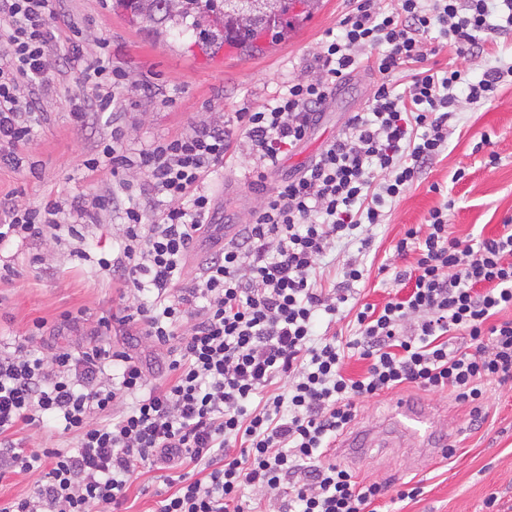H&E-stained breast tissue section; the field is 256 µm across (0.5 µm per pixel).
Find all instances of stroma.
I'll return each mask as SVG.
<instances>
[{"label":"stroma","instance_id":"35a3bbf8","mask_svg":"<svg viewBox=\"0 0 512 512\" xmlns=\"http://www.w3.org/2000/svg\"><path fill=\"white\" fill-rule=\"evenodd\" d=\"M349 0H320L308 17L296 20L283 41L263 53L247 55L230 46L203 48L196 31L180 32L133 21L119 0H59L55 35L65 40L78 27L77 47L52 59L54 87L41 93L34 137L20 152L35 162V172L0 169V196L13 193L19 205L40 206L50 200L91 201L111 195L115 181L110 168L88 171L83 161L109 139L113 125H121L132 147L188 133L202 122L235 124L238 113L251 111L272 99L285 83L296 78L311 60L326 34L338 30ZM486 52L458 56L449 48L430 55L426 67H454L479 79L492 66L512 64V35L488 36ZM109 57L130 79L145 82L124 111L97 112L85 125L71 117L75 102L86 95L79 80L98 57ZM411 67L382 75L359 68L337 82L336 91L320 121L297 151L269 174L267 188L297 172L345 132L357 112L367 111L375 90L388 84L403 91ZM466 87L457 90L458 104L448 148L400 197L387 201L382 224L369 228L372 244L364 258L365 275L350 290V304L383 305L399 285L382 265L404 266L395 245L408 228L424 227L430 210L446 200L455 206L448 222L455 236L496 235L512 217V82H503L495 98L472 104ZM489 135V150H476L481 135ZM495 165H488L489 154ZM254 163L239 140H232L223 167L210 174L206 185L217 203L216 223L238 235L259 206L261 195L251 185ZM461 180H454L457 170ZM120 212L106 211L97 223L81 231L90 260L71 258L69 238L45 236L25 246H0V258L14 273L0 278V345H25L29 354L51 359L56 349L77 347L93 337L120 346L127 336L122 327L102 333L100 318L116 312L126 288L122 281L102 274L94 259L117 248L123 232ZM81 312L79 325L63 332L55 327L64 312ZM47 323L44 336L31 337L34 320ZM409 400L428 415L420 436L408 435L395 416L398 400ZM466 406L445 393L412 387L361 403L351 428L336 441L332 456L349 467L358 482H411L421 489L414 500L383 498L382 512H489L486 500L497 494L499 512H512V387L490 385L487 417L471 430ZM455 448L452 458L437 445ZM166 491L162 473L144 468L129 492L124 512H157Z\"/></svg>","mask_w":512,"mask_h":512}]
</instances>
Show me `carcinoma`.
Wrapping results in <instances>:
<instances>
[{
  "label": "carcinoma",
  "mask_w": 512,
  "mask_h": 512,
  "mask_svg": "<svg viewBox=\"0 0 512 512\" xmlns=\"http://www.w3.org/2000/svg\"><path fill=\"white\" fill-rule=\"evenodd\" d=\"M130 9L132 18L142 19L157 26L167 23L174 27H198L211 19L203 35L231 45L242 53L263 51L259 39L263 36L285 37L291 28L288 13L294 0H264L266 7L254 12L239 23L228 14V0H177L179 6L168 7L169 0H118Z\"/></svg>",
  "instance_id": "cac0c4a2"
}]
</instances>
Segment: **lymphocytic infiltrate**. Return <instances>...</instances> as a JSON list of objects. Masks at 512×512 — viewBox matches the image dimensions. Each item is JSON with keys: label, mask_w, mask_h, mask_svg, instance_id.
Segmentation results:
<instances>
[{"label": "lymphocytic infiltrate", "mask_w": 512, "mask_h": 512, "mask_svg": "<svg viewBox=\"0 0 512 512\" xmlns=\"http://www.w3.org/2000/svg\"><path fill=\"white\" fill-rule=\"evenodd\" d=\"M55 19L56 0H0V164L17 171L26 167L18 148L35 122L27 91L51 84ZM483 33H512V0H397L384 12L356 0L306 74L240 116L235 133L257 164L262 202L191 286L178 282L194 245L213 231L205 182L224 163L235 134L227 126L203 122L140 149L113 127L100 155L83 165L133 170L139 182L119 179L117 194L88 204L51 200L1 211L0 244L21 246L62 229L78 242L79 224L122 209L118 249L97 264L133 293L155 291L156 304L125 302L98 325L137 328L168 357L154 366L100 344L48 360L19 346L0 350V481L32 480L28 493L0 501V512H115L142 467L158 464L171 489L158 512H263L262 502H243L242 486L264 493L285 484L293 493L277 512H378L387 485L357 482L327 459L359 401L405 385L446 392L468 406L471 429H480L485 384L512 380V319L498 318L512 307L511 222L496 236L462 239L451 230L454 203L446 201L430 211L427 233L410 228L397 241V254L411 260L395 273L405 292L380 307L361 305L358 338L340 347L314 327L317 314L336 316L364 277L351 259L324 287L320 260L342 240L370 247L360 229L381 223L387 200L447 149L457 87L467 86L475 102L494 97L504 68L474 82L462 70L424 65L433 40L456 55H478ZM364 47L373 55L360 58ZM411 64L417 70L408 89L380 85L347 132L267 191V171L308 137L338 79L361 66L386 74ZM82 82L91 95L73 108L78 124L88 106L118 110L136 90L104 58ZM161 198L170 207L158 212ZM350 353L366 362L364 374H345ZM49 416L76 447L29 449L22 431Z\"/></svg>", "instance_id": "lymphocytic-infiltrate-1"}]
</instances>
